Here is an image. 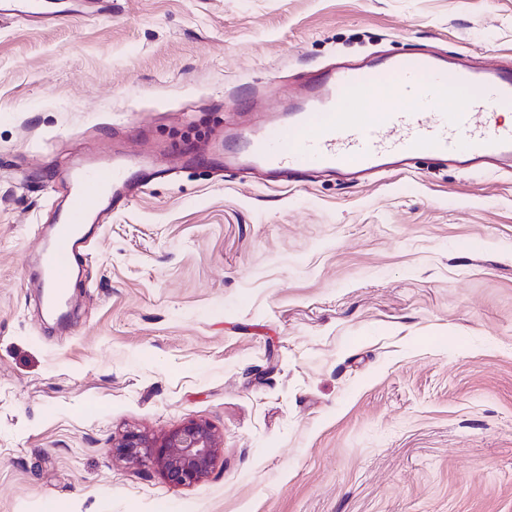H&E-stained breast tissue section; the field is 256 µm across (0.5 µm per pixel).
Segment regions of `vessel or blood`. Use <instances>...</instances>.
<instances>
[{"instance_id":"obj_1","label":"vessel or blood","mask_w":512,"mask_h":512,"mask_svg":"<svg viewBox=\"0 0 512 512\" xmlns=\"http://www.w3.org/2000/svg\"><path fill=\"white\" fill-rule=\"evenodd\" d=\"M65 13L45 10L41 0H0V16L49 24ZM452 85L469 91L455 111L442 101ZM352 95L362 103L386 99L391 106L384 112L341 111ZM503 106H512L509 66L451 71L423 55L391 59L376 70L342 67L325 71L300 103L279 118L233 136L224 161L296 177L313 170L368 175L421 154L473 164L494 160L512 168V124L497 116ZM147 165L145 157L128 154L73 163L70 195L39 253L47 310H59L70 301L65 288L83 242V224L126 203L133 189L141 187Z\"/></svg>"}]
</instances>
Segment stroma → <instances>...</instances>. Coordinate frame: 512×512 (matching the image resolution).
<instances>
[{
  "mask_svg": "<svg viewBox=\"0 0 512 512\" xmlns=\"http://www.w3.org/2000/svg\"><path fill=\"white\" fill-rule=\"evenodd\" d=\"M512 64V0H112L0 20V512H512V169L271 184L219 157L341 61ZM164 174L91 231L64 327L36 258L68 165ZM216 431L189 487L113 459Z\"/></svg>",
  "mask_w": 512,
  "mask_h": 512,
  "instance_id": "obj_1",
  "label": "stroma"
}]
</instances>
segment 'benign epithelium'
<instances>
[{
	"label": "benign epithelium",
	"mask_w": 512,
	"mask_h": 512,
	"mask_svg": "<svg viewBox=\"0 0 512 512\" xmlns=\"http://www.w3.org/2000/svg\"><path fill=\"white\" fill-rule=\"evenodd\" d=\"M219 448V437L210 424L191 420L172 430L160 443L129 430L113 440L112 456L133 465L151 462L170 483L190 486L211 472Z\"/></svg>",
	"instance_id": "7a95c632"
}]
</instances>
